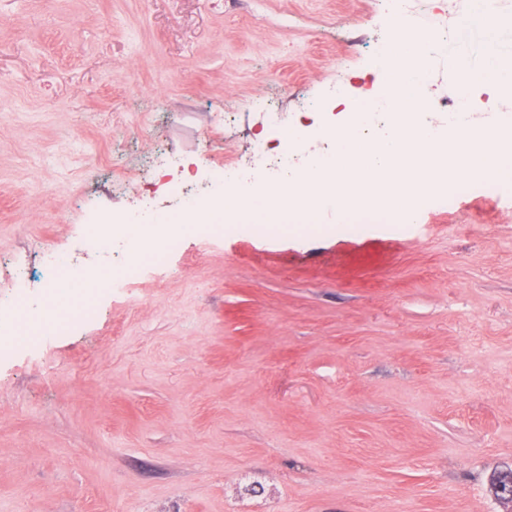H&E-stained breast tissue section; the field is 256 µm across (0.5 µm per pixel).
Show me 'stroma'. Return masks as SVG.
<instances>
[{"instance_id": "1", "label": "stroma", "mask_w": 512, "mask_h": 512, "mask_svg": "<svg viewBox=\"0 0 512 512\" xmlns=\"http://www.w3.org/2000/svg\"><path fill=\"white\" fill-rule=\"evenodd\" d=\"M455 35L461 0H412L444 33L424 118H448L457 63L512 56ZM377 0H0V312L42 250L75 271L130 256L83 227L178 210L251 146L286 150L246 100L320 127L331 86L375 91ZM229 120L212 124L214 112ZM92 320L0 354V512H512V190L475 183L413 223L179 239L164 266L103 291Z\"/></svg>"}]
</instances>
